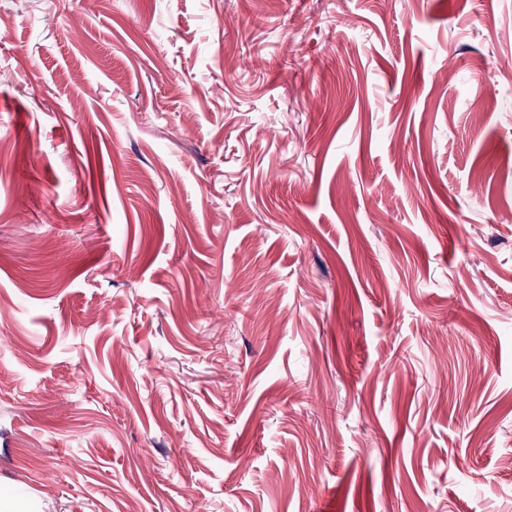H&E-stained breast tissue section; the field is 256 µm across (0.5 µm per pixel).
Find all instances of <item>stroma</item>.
Returning <instances> with one entry per match:
<instances>
[{"instance_id": "stroma-1", "label": "stroma", "mask_w": 512, "mask_h": 512, "mask_svg": "<svg viewBox=\"0 0 512 512\" xmlns=\"http://www.w3.org/2000/svg\"><path fill=\"white\" fill-rule=\"evenodd\" d=\"M512 0H0V512H512Z\"/></svg>"}]
</instances>
